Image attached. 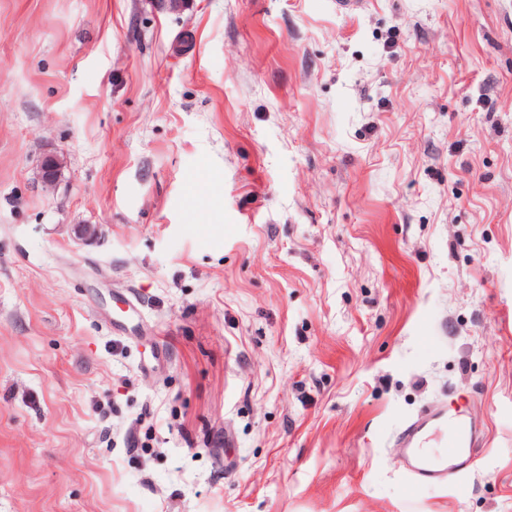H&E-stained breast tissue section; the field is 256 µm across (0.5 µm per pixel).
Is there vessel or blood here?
<instances>
[{
	"instance_id": "vessel-or-blood-1",
	"label": "vessel or blood",
	"mask_w": 512,
	"mask_h": 512,
	"mask_svg": "<svg viewBox=\"0 0 512 512\" xmlns=\"http://www.w3.org/2000/svg\"><path fill=\"white\" fill-rule=\"evenodd\" d=\"M431 436L438 438L441 451L432 453L423 448V441ZM480 438L476 424L459 410L422 417L404 435L406 470L421 485L441 484L474 472L480 464L474 450Z\"/></svg>"
}]
</instances>
